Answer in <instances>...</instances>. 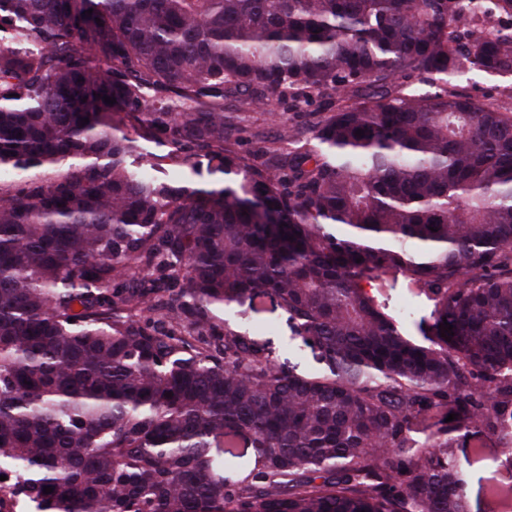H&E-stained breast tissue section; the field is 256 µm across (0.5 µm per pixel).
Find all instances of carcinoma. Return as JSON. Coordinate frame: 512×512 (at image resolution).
Masks as SVG:
<instances>
[{"mask_svg":"<svg viewBox=\"0 0 512 512\" xmlns=\"http://www.w3.org/2000/svg\"><path fill=\"white\" fill-rule=\"evenodd\" d=\"M490 10L0 0V512H468L455 450L512 459V111L448 88L512 77ZM313 92L311 137L231 143L225 100ZM399 281L429 315L385 311ZM264 297L318 370L254 337Z\"/></svg>","mask_w":512,"mask_h":512,"instance_id":"obj_1","label":"carcinoma"}]
</instances>
